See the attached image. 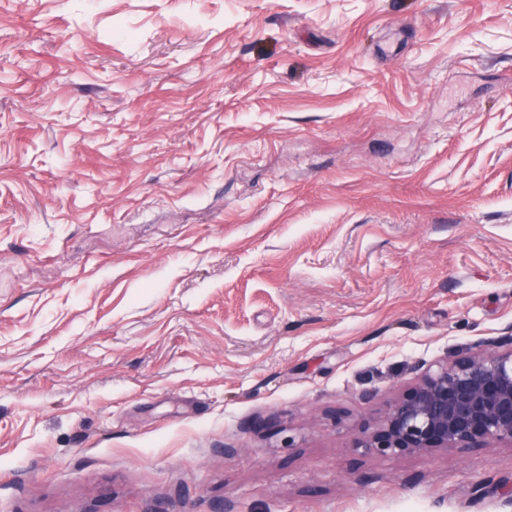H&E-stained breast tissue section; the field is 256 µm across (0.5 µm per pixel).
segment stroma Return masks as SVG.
<instances>
[{
    "label": "stroma",
    "mask_w": 512,
    "mask_h": 512,
    "mask_svg": "<svg viewBox=\"0 0 512 512\" xmlns=\"http://www.w3.org/2000/svg\"><path fill=\"white\" fill-rule=\"evenodd\" d=\"M508 335L512 0H0V512H512ZM508 349L503 351V347ZM512 447V337L422 372L357 447L380 455Z\"/></svg>",
    "instance_id": "1"
}]
</instances>
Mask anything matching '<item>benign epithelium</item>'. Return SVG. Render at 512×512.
Here are the masks:
<instances>
[{"mask_svg":"<svg viewBox=\"0 0 512 512\" xmlns=\"http://www.w3.org/2000/svg\"><path fill=\"white\" fill-rule=\"evenodd\" d=\"M512 447V338L422 372L357 447L380 455Z\"/></svg>","mask_w":512,"mask_h":512,"instance_id":"7a95c632","label":"benign epithelium"}]
</instances>
